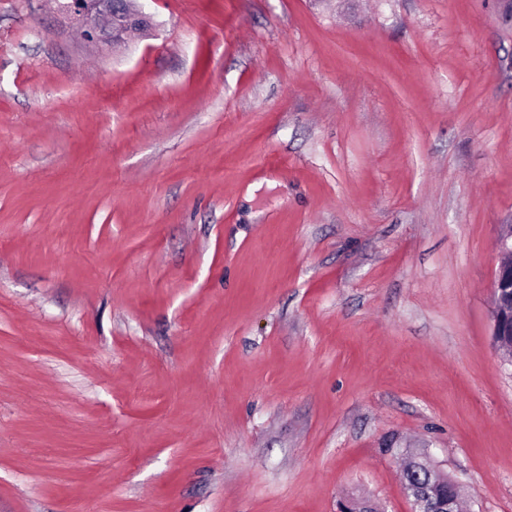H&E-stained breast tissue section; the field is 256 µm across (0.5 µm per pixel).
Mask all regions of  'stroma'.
I'll return each mask as SVG.
<instances>
[{
    "label": "stroma",
    "instance_id": "stroma-1",
    "mask_svg": "<svg viewBox=\"0 0 512 512\" xmlns=\"http://www.w3.org/2000/svg\"><path fill=\"white\" fill-rule=\"evenodd\" d=\"M0 0V512H512L504 0ZM138 1L142 0H56L60 10L76 19L85 41L112 47L153 27V17ZM495 248L503 258L491 281V291L496 298L493 336H511V348L504 339L498 340L496 347L502 360L512 365V224L499 225ZM412 465L410 467V470H413V466H419L424 464L428 469L432 467L430 463L427 461H423L421 463V457L413 458L412 459ZM432 469V468H431ZM430 469V470H431ZM432 474H429V472L420 467L416 472H414L412 475L407 477L404 481L405 488L408 491L409 495L413 498L416 495V492L422 491V493L429 495L430 497H435V495L438 494L441 486H447V484L442 483L438 478L440 477L444 481L448 482V476L447 475H441L437 476L435 475L434 471H432ZM440 482V487L438 486L437 482Z\"/></svg>",
    "mask_w": 512,
    "mask_h": 512
}]
</instances>
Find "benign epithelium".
Masks as SVG:
<instances>
[{
  "label": "benign epithelium",
  "instance_id": "1",
  "mask_svg": "<svg viewBox=\"0 0 512 512\" xmlns=\"http://www.w3.org/2000/svg\"><path fill=\"white\" fill-rule=\"evenodd\" d=\"M60 10L73 16L85 41L99 46H118L135 33L153 27V17L142 10L138 0H57ZM495 248L502 261L494 271L491 291L493 335L512 337V224L499 225ZM339 512H377L371 500L344 499Z\"/></svg>",
  "mask_w": 512,
  "mask_h": 512
}]
</instances>
